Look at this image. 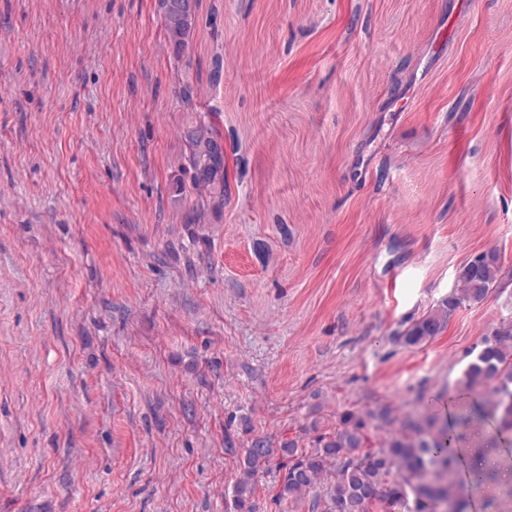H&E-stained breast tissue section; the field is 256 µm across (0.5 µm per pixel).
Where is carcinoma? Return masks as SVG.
Wrapping results in <instances>:
<instances>
[{"mask_svg":"<svg viewBox=\"0 0 512 512\" xmlns=\"http://www.w3.org/2000/svg\"><path fill=\"white\" fill-rule=\"evenodd\" d=\"M178 0H159L168 47L177 59L187 52L194 36L199 0L184 14L172 8ZM189 173L195 187L208 194L211 208L224 206V146L204 123L188 133ZM500 271L498 254L483 252L461 266L458 288L436 308L391 336L404 347H420L434 340L461 306L483 300ZM457 393L481 395L501 432H512V322L481 341V349L462 373ZM395 417L386 405L350 408L339 416L336 429L318 435L313 448L290 439L281 455L263 437L252 440L239 460L233 486L234 512H254L257 476L274 465L283 472L275 498L295 502L310 493L311 512H370L377 500L397 499L407 512H467L466 498L457 492L460 461L453 428L426 413L401 421L398 432L377 450L368 447L370 430H383Z\"/></svg>","mask_w":512,"mask_h":512,"instance_id":"cac0c4a2","label":"carcinoma"}]
</instances>
